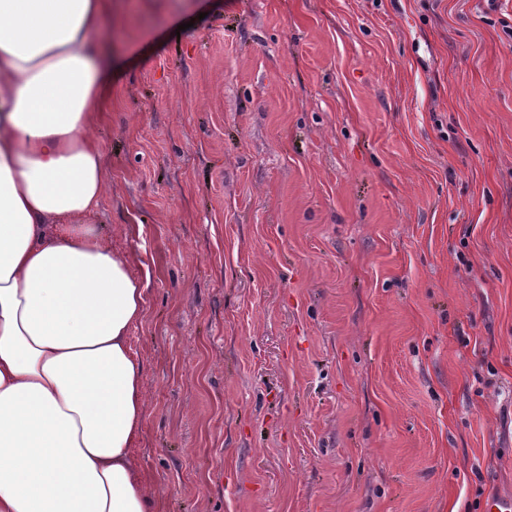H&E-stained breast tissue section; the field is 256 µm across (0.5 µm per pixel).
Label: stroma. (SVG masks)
Wrapping results in <instances>:
<instances>
[{
    "label": "stroma",
    "instance_id": "35a3bbf8",
    "mask_svg": "<svg viewBox=\"0 0 512 512\" xmlns=\"http://www.w3.org/2000/svg\"><path fill=\"white\" fill-rule=\"evenodd\" d=\"M89 216L166 512L512 494V0H113Z\"/></svg>",
    "mask_w": 512,
    "mask_h": 512
}]
</instances>
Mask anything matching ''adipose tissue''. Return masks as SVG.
Wrapping results in <instances>:
<instances>
[{"label": "adipose tissue", "instance_id": "obj_1", "mask_svg": "<svg viewBox=\"0 0 512 512\" xmlns=\"http://www.w3.org/2000/svg\"><path fill=\"white\" fill-rule=\"evenodd\" d=\"M111 3L0 0V512H164L133 453L145 288L85 221Z\"/></svg>", "mask_w": 512, "mask_h": 512}]
</instances>
